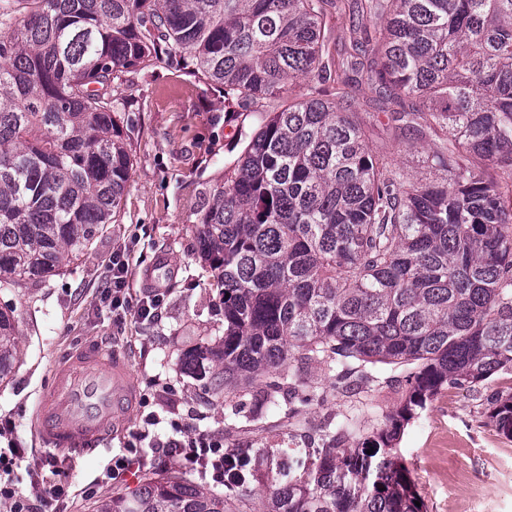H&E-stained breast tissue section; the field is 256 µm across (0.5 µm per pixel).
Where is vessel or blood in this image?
<instances>
[{
    "instance_id": "obj_1",
    "label": "vessel or blood",
    "mask_w": 512,
    "mask_h": 512,
    "mask_svg": "<svg viewBox=\"0 0 512 512\" xmlns=\"http://www.w3.org/2000/svg\"><path fill=\"white\" fill-rule=\"evenodd\" d=\"M137 400L128 362L112 348L84 343L60 357L39 395L33 429L40 446L93 453L106 430L121 432Z\"/></svg>"
}]
</instances>
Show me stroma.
Returning a JSON list of instances; mask_svg holds the SVG:
<instances>
[{
  "instance_id": "stroma-1",
  "label": "stroma",
  "mask_w": 512,
  "mask_h": 512,
  "mask_svg": "<svg viewBox=\"0 0 512 512\" xmlns=\"http://www.w3.org/2000/svg\"><path fill=\"white\" fill-rule=\"evenodd\" d=\"M128 78L131 85L123 93L134 125L133 170L117 222L104 227L71 271L36 287L0 293V305L12 307L22 333L15 374L0 385V421L14 424L13 437L26 450L10 478L23 495L43 500L44 512H94L99 499L131 489L134 475L144 479L177 471L211 486L210 477L179 460L152 461L147 448L140 449L141 460L130 473L107 477L113 457L135 444L146 415L158 417L161 434L170 432L174 419L210 430L223 437L225 447L248 449L263 477L285 483L305 474L322 455L316 431L323 420L352 407L349 398L335 395L324 406L303 408L298 421H278L276 436L247 435L230 419V404L212 397L182 368V352L217 343L224 333L221 296L198 253L190 214L200 189L241 152L242 118L235 102L192 76L159 67ZM365 138L371 148L386 151L408 180L425 178L409 141L388 135L372 120ZM124 247L130 250L127 282L133 298L146 292L143 275L158 255H166L175 269L152 321L129 315L116 322L97 295L113 251ZM90 340L127 358L139 400L124 431L105 438L93 454H56L34 440L35 403L57 357ZM510 387L512 369L473 388L442 391L405 426L395 453L411 473L423 512H512V439L497 429L487 401ZM52 456L59 463L50 470L44 463ZM36 470L48 483L63 485L65 496L51 497L45 486L32 484Z\"/></svg>"
}]
</instances>
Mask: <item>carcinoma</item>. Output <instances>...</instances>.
Listing matches in <instances>:
<instances>
[{"label":"carcinoma","instance_id":"1","mask_svg":"<svg viewBox=\"0 0 512 512\" xmlns=\"http://www.w3.org/2000/svg\"><path fill=\"white\" fill-rule=\"evenodd\" d=\"M345 0H0V289L76 263L115 221L133 166L121 76L190 70L253 121L241 153L193 208L221 291L224 337L187 364L215 394L275 411L405 385L385 427L350 448L349 419L303 476L224 491L145 479L96 512H422L393 454L404 423L448 387L512 367V0H356L348 73L331 80L329 23ZM366 75L397 109L387 128L439 145L412 182L363 136L349 106ZM307 81L299 99L286 86ZM0 308V382L19 362ZM512 438V391L490 399ZM372 453H367V450Z\"/></svg>","mask_w":512,"mask_h":512}]
</instances>
